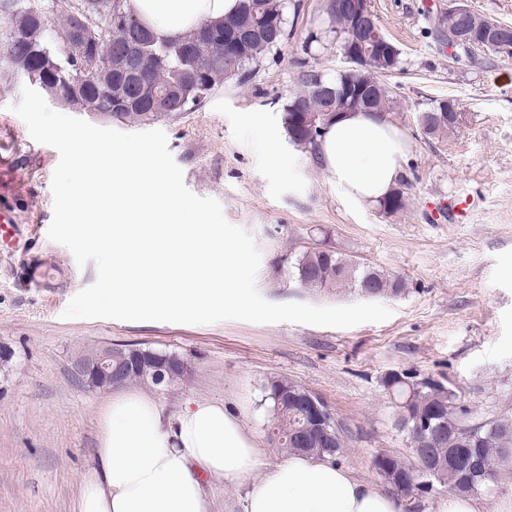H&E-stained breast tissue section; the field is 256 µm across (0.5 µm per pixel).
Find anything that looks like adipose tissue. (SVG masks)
Instances as JSON below:
<instances>
[{"label":"adipose tissue","mask_w":512,"mask_h":512,"mask_svg":"<svg viewBox=\"0 0 512 512\" xmlns=\"http://www.w3.org/2000/svg\"><path fill=\"white\" fill-rule=\"evenodd\" d=\"M164 40L234 14L238 0H128ZM316 160L351 201L376 204L398 185L408 140L366 112L332 120ZM261 441L223 403L195 399L178 413L143 393L117 389L99 419L96 466L84 475L76 512H211L208 479L247 483L264 463ZM241 512H403L402 502L332 460L292 456L250 485Z\"/></svg>","instance_id":"ef3b65f1"}]
</instances>
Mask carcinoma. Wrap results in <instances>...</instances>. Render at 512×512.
<instances>
[{"label":"carcinoma","mask_w":512,"mask_h":512,"mask_svg":"<svg viewBox=\"0 0 512 512\" xmlns=\"http://www.w3.org/2000/svg\"><path fill=\"white\" fill-rule=\"evenodd\" d=\"M337 0H323L325 34L338 42L348 35L350 18L337 10ZM59 12L57 32L50 31V17ZM288 36L286 0H239L238 11L219 22H205L179 42H159L137 18L127 0H0V80L22 85L37 80L63 99V107L89 112L127 126H145L162 119H174L201 105L220 83L228 78L246 79L251 66ZM131 41L142 42L139 79L143 95L129 90L131 75L124 55ZM317 77L309 73L303 89L282 107L281 123L288 141L313 148L321 133H313L297 120L295 109L304 106L324 116L333 102L312 90ZM374 108L386 113L395 110V101L386 85H381ZM387 213L405 206L401 190L379 203ZM293 277L304 288L350 287L358 292L370 289L380 296L404 293L406 282L386 275L334 250L305 248L292 265ZM190 372L152 379L149 373L127 371L123 383L151 380L156 386L182 381ZM384 380L395 392L406 395V405L398 407L399 422L409 432L424 417L441 431L436 442L424 449L422 465L424 493L450 487L452 495L480 497L490 485L482 476L493 474L497 483L512 475V416L472 422L471 411L456 389L440 381L436 385H408ZM293 391L303 397L307 388L287 378L272 379L265 399L271 403V429L283 436L281 451L312 459L336 458L346 445V437L333 436L326 442L297 440L310 433L312 421L303 411L278 402L280 392ZM376 474L390 486L405 473L410 461L393 454L379 455Z\"/></svg>","instance_id":"carcinoma-1"}]
</instances>
